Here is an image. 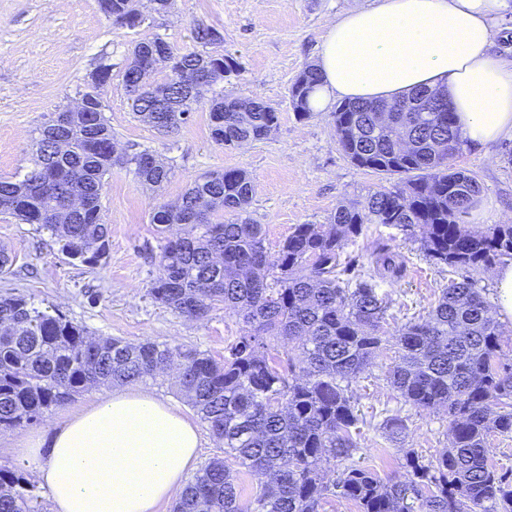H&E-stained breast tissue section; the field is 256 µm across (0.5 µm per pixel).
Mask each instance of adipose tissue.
I'll return each mask as SVG.
<instances>
[{
	"label": "adipose tissue",
	"instance_id": "ef3b65f1",
	"mask_svg": "<svg viewBox=\"0 0 512 512\" xmlns=\"http://www.w3.org/2000/svg\"><path fill=\"white\" fill-rule=\"evenodd\" d=\"M508 12L512 0H379L350 11L323 37L311 106L392 101L426 86L446 92L468 144L512 134V61L492 49V26ZM198 446L194 423L141 389L101 397L22 439L14 455L50 490L53 512H157Z\"/></svg>",
	"mask_w": 512,
	"mask_h": 512
}]
</instances>
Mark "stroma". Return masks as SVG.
<instances>
[{
	"label": "stroma",
	"instance_id": "35a3bbf8",
	"mask_svg": "<svg viewBox=\"0 0 512 512\" xmlns=\"http://www.w3.org/2000/svg\"><path fill=\"white\" fill-rule=\"evenodd\" d=\"M375 0H173L168 12H148L145 24L131 30L113 25L98 0H0V178L23 174L34 153L33 138L55 109L73 104L99 64L112 67L105 88V116L122 144L155 151L174 175L161 191L141 184L133 171L114 166L103 194L109 244L94 268L69 264L50 233L0 215V248L12 257L0 274V294L11 293L65 315L92 335L145 339L197 346L215 359L244 326L223 307L201 319L179 316L148 293L159 277L160 236L149 214L160 201L176 202L197 176L214 170L242 169L253 180L250 211L266 229V246L277 253L297 224H325L338 205L362 199L389 185L388 176L352 165L343 155L331 109L298 120L288 90L299 73L315 62L329 23ZM218 29L221 52L242 65L239 75L217 85V92L258 96L279 113L267 138L237 147L216 144L207 108L192 113L178 130L164 134L134 118L122 82L131 62L133 41L160 36L175 50H198L197 26ZM454 167L471 170L482 186L464 219L471 230L512 222V135L467 147ZM382 242L405 261L401 279L385 285L390 308L385 324L394 335L401 324L427 315L449 280L472 277L489 307H496L495 272L473 275L433 264L407 232L378 224L346 246L344 256L360 266L367 244ZM395 360L387 354L351 381L347 393L364 420L357 460L383 480L405 474L406 451L432 460L449 445L448 416L417 409L387 381ZM92 389L76 395L43 421L0 432V465L15 466L14 445L29 435L49 432L67 415L102 397ZM402 425L386 429L388 420Z\"/></svg>",
	"mask_w": 512,
	"mask_h": 512
}]
</instances>
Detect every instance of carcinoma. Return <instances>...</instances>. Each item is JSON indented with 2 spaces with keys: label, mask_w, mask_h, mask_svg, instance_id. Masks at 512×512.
Masks as SVG:
<instances>
[{
  "label": "carcinoma",
  "mask_w": 512,
  "mask_h": 512,
  "mask_svg": "<svg viewBox=\"0 0 512 512\" xmlns=\"http://www.w3.org/2000/svg\"><path fill=\"white\" fill-rule=\"evenodd\" d=\"M112 23H144L137 0H99ZM164 55L170 73L125 69L124 86L140 85L130 108L138 120L172 132L208 103L212 139L226 147L266 138L278 125L275 107L259 97L208 96L239 73L231 55L180 53L159 36L133 43L131 54ZM206 70L211 79L188 93L184 71ZM81 108L64 106L37 129L32 165L16 180H0V214L47 230L69 260L96 266L108 247L102 197L114 165L133 169L144 185L160 189L173 176L165 164L151 167V150L130 151L97 110L112 66L91 74ZM320 82L307 66L289 89L295 115H312L310 97ZM168 98L159 112L158 96ZM375 102H347L333 112L338 143L356 167L402 180L341 204L327 224H297L275 257L266 233L251 214L254 186L243 170L206 173L181 200L159 202L151 223L184 234L164 238L161 275L150 296L171 311L201 318L218 304L244 324L243 335L218 361L199 348L168 342H131L92 336L60 314L24 297L0 295V430L38 423L92 387L155 382L178 369L176 386L201 421L224 443V457L210 460L190 481L173 512H318L331 493L361 512H512V479L488 456V436L512 434V368L500 365L503 331L473 282L443 289L422 320L404 324L394 337L391 386L412 406L448 412L450 445L428 463L405 452V480L387 483L349 463L357 449L359 422L345 383L364 373L387 350L382 322L387 309L380 284L404 271L385 245L371 265L354 270L344 248L370 224L399 228L417 237L436 265L485 270L512 259V224L469 232L461 224L482 187L466 169L448 161L465 142L455 113L396 112L376 122ZM82 202L76 219L66 198ZM59 210L52 224L43 212ZM290 346L287 359L270 344ZM339 460L337 479L324 466ZM0 512H48L36 486L0 465Z\"/></svg>",
  "instance_id": "obj_1"
}]
</instances>
